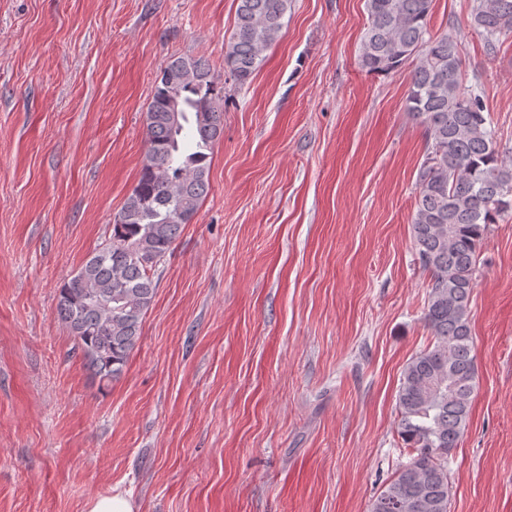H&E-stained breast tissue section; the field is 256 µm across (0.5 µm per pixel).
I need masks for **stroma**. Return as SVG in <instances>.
I'll return each mask as SVG.
<instances>
[{
    "instance_id": "35a3bbf8",
    "label": "stroma",
    "mask_w": 512,
    "mask_h": 512,
    "mask_svg": "<svg viewBox=\"0 0 512 512\" xmlns=\"http://www.w3.org/2000/svg\"><path fill=\"white\" fill-rule=\"evenodd\" d=\"M433 0L512 147V37ZM237 0H0V512H369L410 459L407 363L432 342L411 218L426 132L408 70L358 64L365 0H292L244 85L224 67ZM224 88L210 190L158 270L108 387L56 313L112 233L171 56ZM477 386L448 462L450 512H512V218L471 299ZM133 510L131 500L121 493L97 497L88 505L89 512H134Z\"/></svg>"
}]
</instances>
